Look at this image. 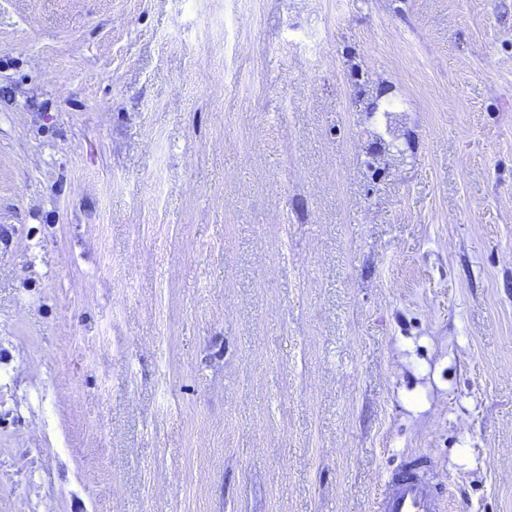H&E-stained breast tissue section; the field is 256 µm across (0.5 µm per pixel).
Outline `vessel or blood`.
Segmentation results:
<instances>
[{
  "label": "vessel or blood",
  "instance_id": "obj_1",
  "mask_svg": "<svg viewBox=\"0 0 512 512\" xmlns=\"http://www.w3.org/2000/svg\"><path fill=\"white\" fill-rule=\"evenodd\" d=\"M444 500L433 484L427 457L405 461L392 472L378 502V512H443Z\"/></svg>",
  "mask_w": 512,
  "mask_h": 512
}]
</instances>
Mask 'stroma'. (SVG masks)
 I'll use <instances>...</instances> for the list:
<instances>
[{"mask_svg": "<svg viewBox=\"0 0 512 512\" xmlns=\"http://www.w3.org/2000/svg\"><path fill=\"white\" fill-rule=\"evenodd\" d=\"M410 454L512 512V0H0V512Z\"/></svg>", "mask_w": 512, "mask_h": 512, "instance_id": "1", "label": "stroma"}]
</instances>
